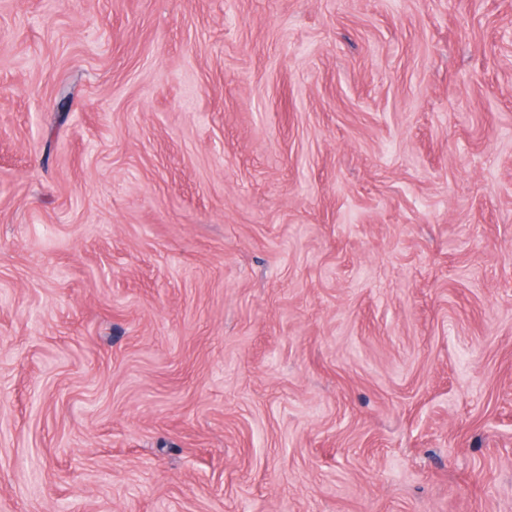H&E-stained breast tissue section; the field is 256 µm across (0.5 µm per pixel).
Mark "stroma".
<instances>
[{"instance_id":"35a3bbf8","label":"stroma","mask_w":512,"mask_h":512,"mask_svg":"<svg viewBox=\"0 0 512 512\" xmlns=\"http://www.w3.org/2000/svg\"><path fill=\"white\" fill-rule=\"evenodd\" d=\"M512 0H0V512H512Z\"/></svg>"}]
</instances>
